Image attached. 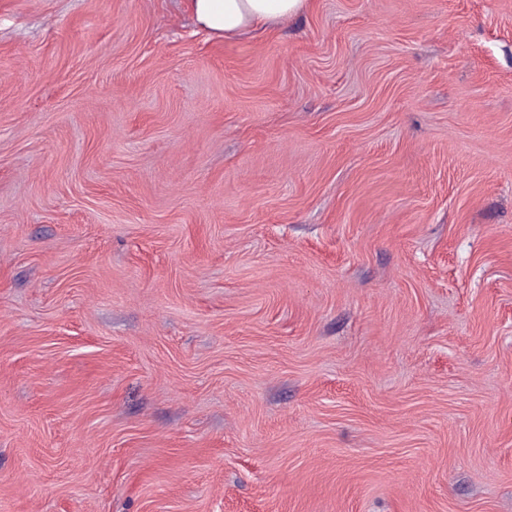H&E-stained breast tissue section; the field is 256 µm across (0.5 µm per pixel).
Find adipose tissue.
<instances>
[{"instance_id":"ef3b65f1","label":"adipose tissue","mask_w":512,"mask_h":512,"mask_svg":"<svg viewBox=\"0 0 512 512\" xmlns=\"http://www.w3.org/2000/svg\"><path fill=\"white\" fill-rule=\"evenodd\" d=\"M309 3L310 0H186L196 23L224 39L301 14Z\"/></svg>"}]
</instances>
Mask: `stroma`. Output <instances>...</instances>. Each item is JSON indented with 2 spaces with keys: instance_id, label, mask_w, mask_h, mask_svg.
Masks as SVG:
<instances>
[{
  "instance_id": "35a3bbf8",
  "label": "stroma",
  "mask_w": 512,
  "mask_h": 512,
  "mask_svg": "<svg viewBox=\"0 0 512 512\" xmlns=\"http://www.w3.org/2000/svg\"><path fill=\"white\" fill-rule=\"evenodd\" d=\"M0 512H512V0H0ZM185 1L196 23L224 40L301 14L310 3V0Z\"/></svg>"
}]
</instances>
